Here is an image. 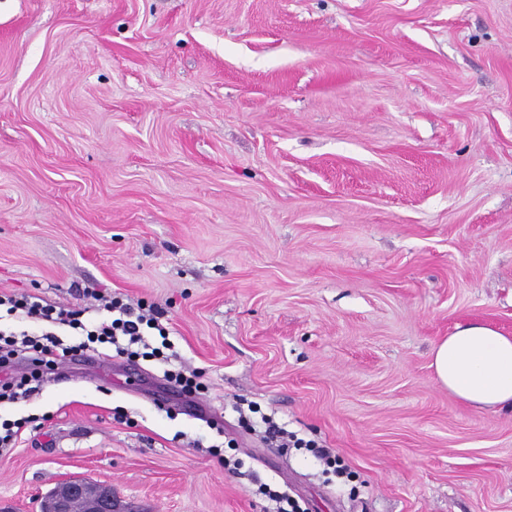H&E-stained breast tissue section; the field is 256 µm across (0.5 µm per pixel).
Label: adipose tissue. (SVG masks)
Returning a JSON list of instances; mask_svg holds the SVG:
<instances>
[{
    "mask_svg": "<svg viewBox=\"0 0 512 512\" xmlns=\"http://www.w3.org/2000/svg\"><path fill=\"white\" fill-rule=\"evenodd\" d=\"M437 381L469 406L512 410V336L481 323L456 326L433 349Z\"/></svg>",
    "mask_w": 512,
    "mask_h": 512,
    "instance_id": "adipose-tissue-1",
    "label": "adipose tissue"
}]
</instances>
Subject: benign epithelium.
<instances>
[{
    "instance_id": "benign-epithelium-1",
    "label": "benign epithelium",
    "mask_w": 512,
    "mask_h": 512,
    "mask_svg": "<svg viewBox=\"0 0 512 512\" xmlns=\"http://www.w3.org/2000/svg\"><path fill=\"white\" fill-rule=\"evenodd\" d=\"M130 512L112 495V486L84 479H66L43 498L42 512Z\"/></svg>"
}]
</instances>
